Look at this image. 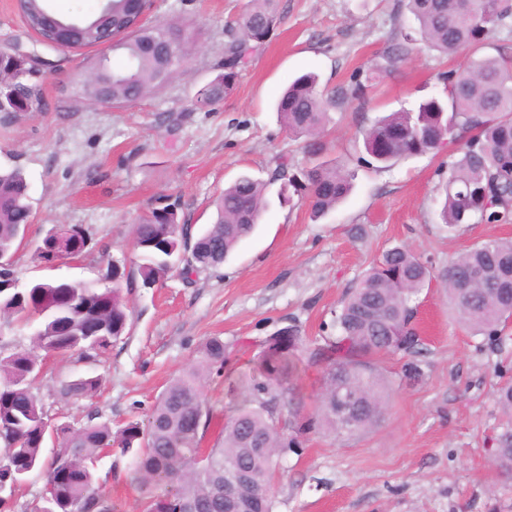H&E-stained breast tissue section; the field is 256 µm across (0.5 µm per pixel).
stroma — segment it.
<instances>
[{
    "label": "stroma",
    "mask_w": 512,
    "mask_h": 512,
    "mask_svg": "<svg viewBox=\"0 0 512 512\" xmlns=\"http://www.w3.org/2000/svg\"><path fill=\"white\" fill-rule=\"evenodd\" d=\"M247 2L155 0L152 20L189 25L196 49L156 94L104 108L78 96L84 52L36 44L16 0H0V47L15 45L50 63L46 110L0 122V168L23 169L33 203L15 263L21 282L97 278L95 254L54 268L34 262L36 243L58 224L83 225L120 259L129 253L132 219L158 196L177 200L200 229L211 221L213 198L240 174L267 182L271 202L255 234L219 270L200 271L190 284L174 275L130 292V334L109 353L94 361L45 359L39 394L59 421L81 420L90 404L116 425L145 419L157 394L210 336L223 338L227 360L205 394L229 403V387L252 371L265 336L292 323L310 342L330 334L336 307L386 248L409 245L439 270L477 243L512 238V222L453 231L443 225L447 152L404 158L387 169L358 160L362 120L442 96L441 73L467 61L466 53L444 58L419 44L379 74L394 32L414 24L401 0H275L271 40L241 71L234 91L213 109L188 111L198 89L220 74L224 33ZM308 71L331 88L356 74L374 78L365 114L332 113L326 155L354 172V190L316 221L307 206L279 201V187L269 181L276 158L306 162L274 104ZM177 111L184 117L171 134L159 118ZM417 311L419 354L384 360L393 384L381 424L344 442L312 434L300 452L281 456L273 512H512V486L491 464L501 419L495 386L512 379V324L495 336L471 335L436 285L422 291ZM410 360L419 376L406 377ZM86 374L102 379L93 402L61 397L63 381ZM133 468L132 455L116 450L97 463L99 487L118 512H138L142 491Z\"/></svg>",
    "instance_id": "35a3bbf8"
}]
</instances>
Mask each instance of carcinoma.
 Returning <instances> with one entry per match:
<instances>
[{"label": "carcinoma", "mask_w": 512, "mask_h": 512, "mask_svg": "<svg viewBox=\"0 0 512 512\" xmlns=\"http://www.w3.org/2000/svg\"><path fill=\"white\" fill-rule=\"evenodd\" d=\"M416 27L400 29L386 53L387 66L403 60L421 40L444 56L468 51L462 70L442 74L446 97L419 102L415 109L391 112L362 127L368 166L386 168L401 157L448 148V179L442 187L441 218L450 229L473 221L489 224L512 219V54L478 52L512 30V0H404ZM28 26L48 41L63 38L71 50L108 44L114 62L97 55L79 75V94L92 104L130 105L153 94L180 70L193 40L188 26L150 25L135 20L149 13L153 0H106L90 17L65 16L50 0H18ZM276 24L273 0H249L244 13L225 34L224 73L196 93L191 106L203 109L223 101L235 88L240 71L270 39ZM371 77L327 89L314 73L295 78L276 103L289 134L303 139L307 163L296 167L277 161L270 182L280 183L278 197L295 195L319 219L341 204L352 190V175L324 155L321 134L330 112L366 110ZM15 114L45 108L43 75L17 49L0 50V96ZM214 221L198 234L170 196L161 195L135 219L129 245L133 267L123 260L101 262L96 284L36 280L19 287L13 268L0 269V322L37 326L28 349L0 356V459L9 467L0 481L9 492L34 473L53 476L50 506L35 512H116L101 493L95 460L114 449L135 451L134 474L144 491L140 512H227L224 477L233 467L248 470L253 482L240 490L255 512H273L272 481L277 455L302 447L303 438L321 430L349 438L377 427L388 404L389 383L379 367L385 354L418 353L413 298L432 283L448 293L455 315L474 335L495 336L512 321V239H488L459 255L439 271L413 250L396 245L385 250L351 287L334 312L336 335L309 349L307 362L321 369L323 382L313 409L295 401L299 327L290 324L263 342L256 367L229 389L243 395L234 413L214 435L209 466L198 471L195 457L218 416L204 387L224 370V339L213 336L199 347L194 361L155 399L147 422L128 421L116 428L98 409L84 422L45 427L46 407L37 382L41 354L78 355L93 360L128 334L132 311L125 294L150 288L179 272L192 283L201 270H217L256 230L269 207L266 186L247 174L238 176L213 202ZM32 215L29 184L18 168L0 172V253L14 255L23 241V225ZM72 257L107 247L81 226H69ZM55 235L46 233L33 258L51 261ZM97 376H79L62 384L61 393L91 398ZM502 413L492 464L512 481V382L496 391ZM288 408V422L277 416ZM53 442L59 453L46 461L42 448ZM168 487L163 493L156 488Z\"/></svg>", "instance_id": "carcinoma-1"}]
</instances>
